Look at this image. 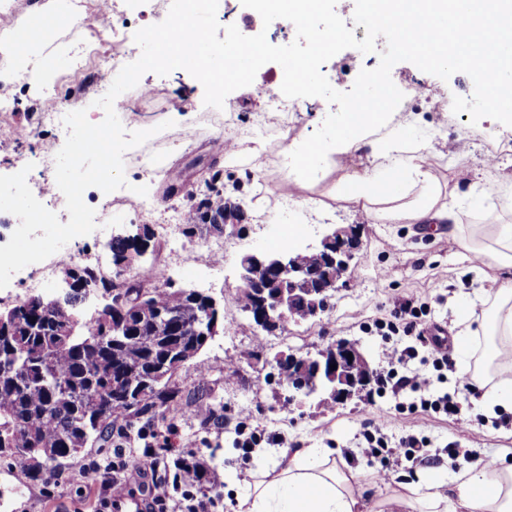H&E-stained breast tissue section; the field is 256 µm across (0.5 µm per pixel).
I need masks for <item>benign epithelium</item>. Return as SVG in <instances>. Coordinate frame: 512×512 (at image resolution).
Listing matches in <instances>:
<instances>
[{
    "label": "benign epithelium",
    "mask_w": 512,
    "mask_h": 512,
    "mask_svg": "<svg viewBox=\"0 0 512 512\" xmlns=\"http://www.w3.org/2000/svg\"><path fill=\"white\" fill-rule=\"evenodd\" d=\"M360 236L354 227L331 225L325 228L319 243L305 249L317 263L307 266L297 258V250L286 248L276 252L254 251L240 257L238 290L253 295V305L247 310L253 323L263 330H273L301 311L315 316L326 311L327 297L347 284V273L356 253L360 250ZM203 302L202 308L191 321V330L204 337L207 343L217 335L221 319L217 299L200 291H192ZM202 347L192 344L178 348L172 362H165L152 372V379L163 381L177 368L192 360ZM367 361L355 344L338 340L314 355L289 356L277 361V368L288 366L298 372L325 374L326 381L308 387L288 388V403L302 406L326 396L336 405L344 404L352 395L369 386L373 376L359 373L353 367ZM337 365L331 369V365Z\"/></svg>",
    "instance_id": "7a95c632"
}]
</instances>
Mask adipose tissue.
I'll use <instances>...</instances> for the list:
<instances>
[{
    "label": "adipose tissue",
    "instance_id": "adipose-tissue-1",
    "mask_svg": "<svg viewBox=\"0 0 512 512\" xmlns=\"http://www.w3.org/2000/svg\"><path fill=\"white\" fill-rule=\"evenodd\" d=\"M371 97L348 102L335 135L293 144L288 155L296 170L311 172L328 164L343 169L347 160L369 149L377 167L344 173L336 184L338 200L354 205L363 221L387 224H448L474 268L493 263L512 270V225L498 226L495 246L486 248L460 231L462 213L455 194L443 193L429 162L431 144H412L389 128L384 112L393 90L378 75L367 74ZM481 329L494 336V358L512 359V289L495 292L492 312ZM245 512H372L358 474L334 449L284 448L258 472ZM379 512H512V463L478 461L449 483L417 488L402 485L381 503Z\"/></svg>",
    "mask_w": 512,
    "mask_h": 512
}]
</instances>
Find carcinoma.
Masks as SVG:
<instances>
[{
  "label": "carcinoma",
  "instance_id": "obj_1",
  "mask_svg": "<svg viewBox=\"0 0 512 512\" xmlns=\"http://www.w3.org/2000/svg\"><path fill=\"white\" fill-rule=\"evenodd\" d=\"M204 186V198L187 209L188 226L205 224L210 213L231 207L219 174L204 180ZM110 248L114 257L127 259L140 246L116 240ZM101 288L111 297L110 311L91 322L81 319L71 335H59L58 328L70 320L76 295L47 311L28 298L13 305L10 334L0 335V361L16 360L21 367L0 371V457L24 464L37 477H51L92 437L110 442L115 416L124 417L129 427L134 415L181 408L178 388L167 381L151 383L152 369L174 349L170 337L156 334L134 309L169 310L186 321L201 303L175 288L146 289L138 280ZM114 323L125 324L133 335L110 336ZM59 382L69 392L57 390Z\"/></svg>",
  "mask_w": 512,
  "mask_h": 512
}]
</instances>
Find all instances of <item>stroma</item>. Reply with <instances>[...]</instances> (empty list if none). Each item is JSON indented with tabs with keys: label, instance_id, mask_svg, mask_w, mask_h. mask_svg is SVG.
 Wrapping results in <instances>:
<instances>
[{
	"label": "stroma",
	"instance_id": "35a3bbf8",
	"mask_svg": "<svg viewBox=\"0 0 512 512\" xmlns=\"http://www.w3.org/2000/svg\"><path fill=\"white\" fill-rule=\"evenodd\" d=\"M220 26L236 25L241 33L253 36L265 33L269 43L282 46L293 42L296 29L286 19L263 25L259 15L251 13L241 0H230ZM377 49L361 53L346 49L330 59L321 70L331 86L341 92L352 89L361 69L375 68L379 53L386 48L385 38H377ZM106 33L89 29L77 32L51 30L34 47L37 57H50V78L57 93L71 110H85L89 121L105 117L96 106L93 89L82 86L79 66H91L100 51L111 49ZM143 79L155 94L143 111L129 115L127 131L154 129L150 150L153 165L138 168L125 165L128 184L144 186L152 203L149 210L114 209L111 224L71 240L73 251L82 262L112 264L109 242L118 233L134 234L146 229L159 233L171 216L200 200L204 184L195 171H221L224 196L241 205L246 213L243 224L213 231L199 224L179 235L178 252L168 246L146 251L135 266L136 272L160 262H168L166 283L174 288H192L214 296L222 305V326L206 347L173 376L171 383L190 403L185 411L169 414L167 423H153L147 417L134 419L131 429L116 432L108 444H88L80 455L69 459L55 474L51 487L32 478L0 459V512H101L104 492L87 474L91 460L109 459L115 446L125 450L126 469L116 475L125 479L135 493H143L152 475H168L169 463L176 456L192 452L204 463L213 489L204 500L208 512H240L256 478L259 458H273L283 448L317 445L335 449L345 462L357 469L365 488L368 505L390 496L402 483L448 481L474 458L499 456L512 448V412L486 418L471 400H463L457 417L434 412L410 414L401 405L418 401L416 393L378 396L368 387L346 406L309 405L299 408L288 402L286 387L271 377V364L278 354L304 355L316 352L339 339L353 342L366 354L375 373L386 366L381 359L384 340L375 323L389 319L402 300L427 307L429 323L443 328L452 344L448 349L454 370L431 371L428 398L453 391L463 369L483 370L485 341L482 335L468 340L457 336L460 307H468L472 326H479L492 305V283H507L506 271L489 265L474 271L464 252L448 234L447 225H438L432 233L421 235L413 224H361L350 204L335 195L339 170L333 169L301 183L292 201H285L283 184L291 171L286 166L284 140L308 138L325 118L337 112L336 104L318 100L306 110L284 114L269 111L265 99L250 89L231 92L220 112L210 111L203 102L204 89L186 70L176 69L165 76L152 72ZM391 79L396 86L418 83L424 86L421 99L409 108L394 111L390 125L407 127L411 138L426 137L436 152L431 164L443 189L455 190L466 233L483 236L495 225H512V207L500 200L503 189L512 190V132L480 120L471 123L468 113L432 111L440 94L471 97L473 85L466 75L457 73L449 80L425 73L403 61L393 66ZM0 93L17 101L15 119L19 125L33 128L31 137L19 139L0 133V175L28 169L27 183L39 192L44 180L54 178V170L35 166V155L51 153L57 143L53 127L37 122L41 104L35 86L0 81ZM170 129H163L165 121ZM244 141L249 149L262 145L260 154H242L225 159V146L233 140ZM172 168L182 172L185 194L164 196L166 180L157 178L156 169ZM469 171L468 180H460V171ZM303 225L299 245L315 243L327 224L356 225L360 228L361 251L354 261L353 279L339 289L328 310L307 322L289 325L287 331L266 333L258 329L238 301L237 261L253 250H279L283 226ZM224 246V270L211 273L204 256L210 245ZM372 422L389 446L414 435L429 440L433 460L428 464L402 462L389 481L377 478L376 465L362 455L366 444L365 422ZM256 433L258 442L243 451L242 433ZM193 449H185V439ZM154 445L155 458L143 455ZM456 456H449V449Z\"/></svg>",
	"mask_w": 512,
	"mask_h": 512
}]
</instances>
